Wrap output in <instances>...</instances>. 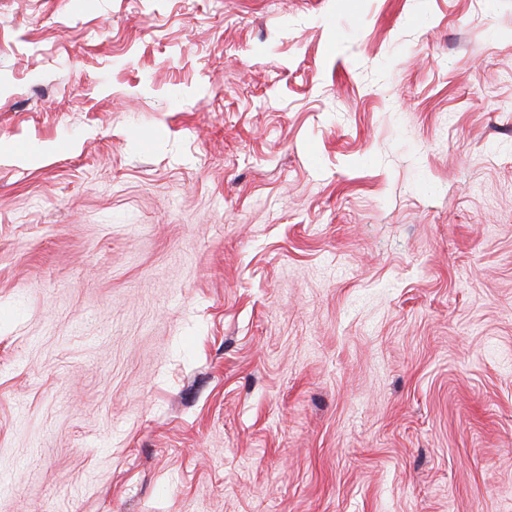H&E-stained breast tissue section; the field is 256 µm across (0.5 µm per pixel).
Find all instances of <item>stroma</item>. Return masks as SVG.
Listing matches in <instances>:
<instances>
[{"label": "stroma", "instance_id": "35a3bbf8", "mask_svg": "<svg viewBox=\"0 0 512 512\" xmlns=\"http://www.w3.org/2000/svg\"><path fill=\"white\" fill-rule=\"evenodd\" d=\"M0 512H512V0H0Z\"/></svg>", "mask_w": 512, "mask_h": 512}]
</instances>
